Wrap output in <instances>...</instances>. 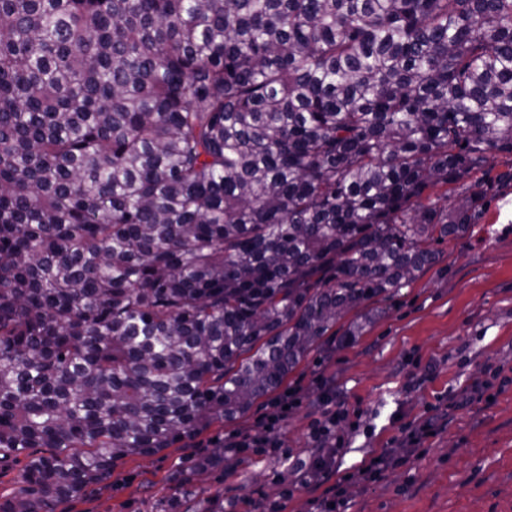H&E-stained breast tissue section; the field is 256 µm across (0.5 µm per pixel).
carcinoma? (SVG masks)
I'll return each mask as SVG.
<instances>
[{"label":"carcinoma","mask_w":512,"mask_h":512,"mask_svg":"<svg viewBox=\"0 0 512 512\" xmlns=\"http://www.w3.org/2000/svg\"><path fill=\"white\" fill-rule=\"evenodd\" d=\"M497 155L512 0H0V454L44 449L0 512L243 416L349 312L355 343Z\"/></svg>","instance_id":"carcinoma-1"}]
</instances>
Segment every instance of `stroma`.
<instances>
[{
  "label": "stroma",
  "instance_id": "stroma-1",
  "mask_svg": "<svg viewBox=\"0 0 512 512\" xmlns=\"http://www.w3.org/2000/svg\"><path fill=\"white\" fill-rule=\"evenodd\" d=\"M441 262L410 287L373 304L376 316L351 347L335 342L350 324L311 352L285 390L299 400L271 432L263 427L280 394L259 400L235 421L153 456L119 461L111 478L90 487L68 512H170L178 498V462L265 436L261 448L225 456L223 469L197 479L224 512L249 500L314 512V502L343 482L348 512H512V184L495 186L471 236L437 243ZM486 396L448 412V425L417 455L370 487L346 482L362 459L396 448L402 427L421 421L474 384ZM346 411L345 447L329 477L298 480L313 461L322 404Z\"/></svg>",
  "mask_w": 512,
  "mask_h": 512
}]
</instances>
